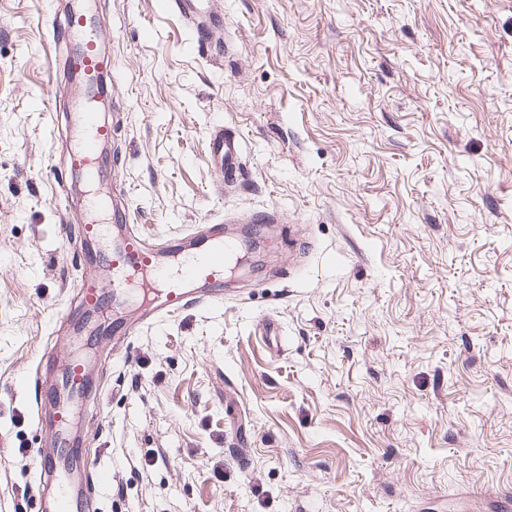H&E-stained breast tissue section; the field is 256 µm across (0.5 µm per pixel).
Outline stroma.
<instances>
[{
    "label": "stroma",
    "mask_w": 512,
    "mask_h": 512,
    "mask_svg": "<svg viewBox=\"0 0 512 512\" xmlns=\"http://www.w3.org/2000/svg\"><path fill=\"white\" fill-rule=\"evenodd\" d=\"M0 0V512H35L45 348L83 357L101 512H502L512 495V0H93L112 180L156 249L251 214L263 271L122 340L58 334L92 277L48 16ZM238 136L236 181L209 160ZM203 4L204 0H168L167 7L170 11L178 13L196 32L203 48L211 50L212 33L215 29L222 27L224 21L208 14Z\"/></svg>",
    "instance_id": "35a3bbf8"
}]
</instances>
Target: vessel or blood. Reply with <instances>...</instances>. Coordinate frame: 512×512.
<instances>
[{
  "label": "vessel or blood",
  "mask_w": 512,
  "mask_h": 512,
  "mask_svg": "<svg viewBox=\"0 0 512 512\" xmlns=\"http://www.w3.org/2000/svg\"><path fill=\"white\" fill-rule=\"evenodd\" d=\"M204 0H168L170 11L178 13L196 32L203 48H211L212 33L222 27L221 19L208 14ZM51 27L66 39L70 55L71 77L81 86L82 94L72 101L74 148L70 168L90 195L91 216L82 228L83 238L106 236L108 248L101 256L102 278L83 286L80 309H65L60 318L76 320L81 308L106 309L113 303L139 294L147 308L150 322L176 315L200 303H214L224 298V273L238 254L239 247L224 235L220 224L199 225L189 237L157 251L145 246L128 227V212L122 203L125 189L108 178L101 161V147L112 138V128L95 112L92 102L108 94L109 86L101 84L105 60L98 44L105 33L90 0H74L65 17H52ZM212 157L225 173L232 174L241 165L240 143L225 134L223 128L210 133ZM96 389L87 378L81 360L65 366L51 393L57 411L50 417H36L58 431L59 446L65 454L39 453L35 465L39 471L37 512H88L89 500L79 493L76 476L86 473L99 484H108V471L97 468L88 453L71 437V410L86 404Z\"/></svg>",
  "instance_id": "obj_1"
}]
</instances>
